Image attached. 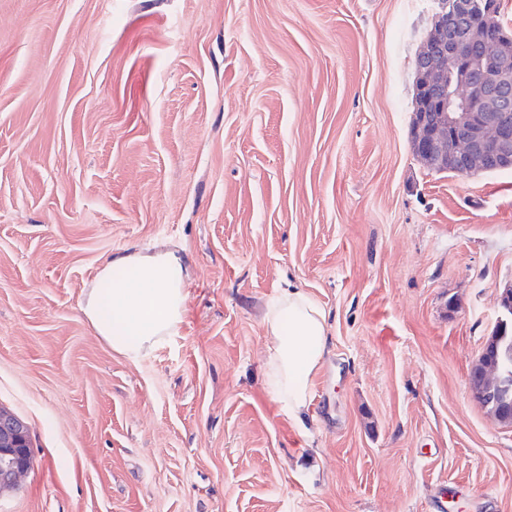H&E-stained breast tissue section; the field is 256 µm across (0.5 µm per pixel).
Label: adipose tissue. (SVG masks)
Returning a JSON list of instances; mask_svg holds the SVG:
<instances>
[{
    "label": "adipose tissue",
    "mask_w": 512,
    "mask_h": 512,
    "mask_svg": "<svg viewBox=\"0 0 512 512\" xmlns=\"http://www.w3.org/2000/svg\"><path fill=\"white\" fill-rule=\"evenodd\" d=\"M188 272L176 251L119 253L100 269L82 310L115 351L151 349L183 320ZM267 388L289 416L310 405V382L328 347L322 306L296 287L281 288L266 303Z\"/></svg>",
    "instance_id": "obj_1"
}]
</instances>
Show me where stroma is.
<instances>
[{
  "mask_svg": "<svg viewBox=\"0 0 512 512\" xmlns=\"http://www.w3.org/2000/svg\"><path fill=\"white\" fill-rule=\"evenodd\" d=\"M439 0H0V512H512V426L468 373L512 289V169L429 170L415 56ZM181 250L138 358L81 306L104 259ZM330 341L302 420L262 316ZM267 388L289 416L310 405V382L328 347V321L322 306L301 288H279L266 303ZM11 460L10 461L7 458ZM31 448L26 429L12 415L0 412V486L7 487L19 481L30 466ZM10 467V468H9Z\"/></svg>",
  "mask_w": 512,
  "mask_h": 512,
  "instance_id": "35a3bbf8",
  "label": "stroma"
}]
</instances>
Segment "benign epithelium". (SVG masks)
<instances>
[{"label": "benign epithelium", "instance_id": "benign-epithelium-1", "mask_svg": "<svg viewBox=\"0 0 512 512\" xmlns=\"http://www.w3.org/2000/svg\"><path fill=\"white\" fill-rule=\"evenodd\" d=\"M492 0H440L415 57L412 149L435 172L471 176L512 167V36L495 22ZM493 336L473 365L469 385L484 407L512 381L499 365L501 334L512 321V289L501 296ZM0 456L11 460L0 486L30 466L26 429L0 412Z\"/></svg>", "mask_w": 512, "mask_h": 512}]
</instances>
